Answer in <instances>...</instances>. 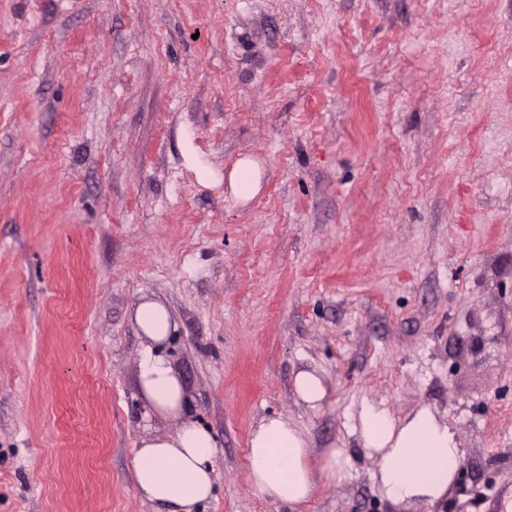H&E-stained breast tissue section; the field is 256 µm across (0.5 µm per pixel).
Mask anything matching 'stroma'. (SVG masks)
<instances>
[{"label":"stroma","mask_w":512,"mask_h":512,"mask_svg":"<svg viewBox=\"0 0 512 512\" xmlns=\"http://www.w3.org/2000/svg\"><path fill=\"white\" fill-rule=\"evenodd\" d=\"M144 298L217 443L201 512H504L512 0H0V512H153ZM366 402L455 430L445 500L379 495ZM278 415L343 451L298 506L249 479ZM259 170L250 159L239 161L231 178L235 195L240 199H249L255 195L259 187ZM293 389L299 399L312 410L320 409L326 398V388L316 370L303 369L293 378Z\"/></svg>","instance_id":"1"}]
</instances>
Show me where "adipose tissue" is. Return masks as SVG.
<instances>
[{"instance_id": "1", "label": "adipose tissue", "mask_w": 512, "mask_h": 512, "mask_svg": "<svg viewBox=\"0 0 512 512\" xmlns=\"http://www.w3.org/2000/svg\"><path fill=\"white\" fill-rule=\"evenodd\" d=\"M134 320L147 340L137 389L154 414L180 422L174 432L141 441L133 459L134 490L155 512H199L213 492L215 440L192 415L181 378L158 352L174 327L169 310L145 300ZM351 433L374 462L373 479L382 497L396 504L447 498L462 450L455 431L430 407L397 417L365 404ZM340 456V449H329L323 465L313 467L306 432L283 417H267L251 430L247 467L252 485L265 496L296 506L308 501L318 479L338 476Z\"/></svg>"}]
</instances>
